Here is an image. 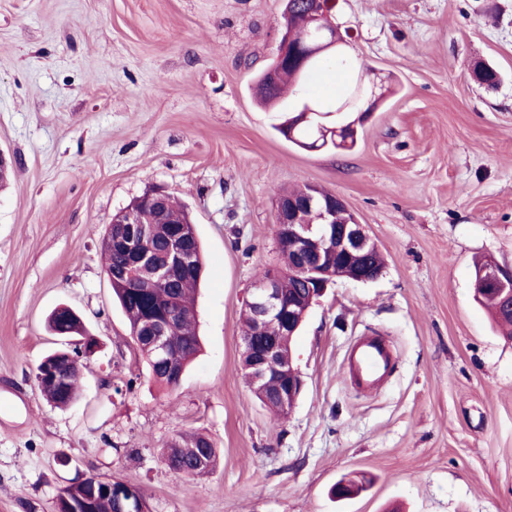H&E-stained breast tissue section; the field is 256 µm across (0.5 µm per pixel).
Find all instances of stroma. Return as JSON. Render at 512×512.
<instances>
[{
    "mask_svg": "<svg viewBox=\"0 0 512 512\" xmlns=\"http://www.w3.org/2000/svg\"><path fill=\"white\" fill-rule=\"evenodd\" d=\"M285 0H0V512H56L95 475L149 512H512V341L473 297L475 263L512 269V0H336L355 66L386 86L353 149L278 133L255 79ZM500 74L472 77L476 62ZM340 196L385 260L337 280L292 348L303 388L287 416L242 370L241 312L279 262L276 194ZM155 186L190 213L206 270L201 350L180 386L156 383L112 297L100 239ZM68 305L100 340L78 399L35 376ZM378 334L395 366L375 392L343 372ZM209 436L208 474L165 448ZM371 478L339 500L343 476Z\"/></svg>",
    "mask_w": 512,
    "mask_h": 512,
    "instance_id": "1",
    "label": "stroma"
}]
</instances>
